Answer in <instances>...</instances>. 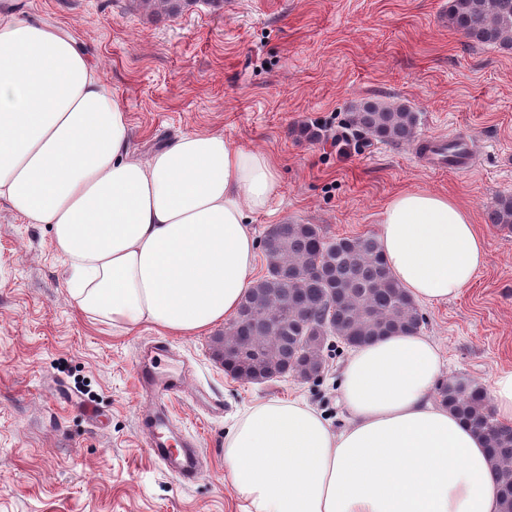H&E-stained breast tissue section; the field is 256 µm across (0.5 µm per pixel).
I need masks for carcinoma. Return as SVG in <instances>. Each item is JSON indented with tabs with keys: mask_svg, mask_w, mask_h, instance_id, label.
Returning <instances> with one entry per match:
<instances>
[{
	"mask_svg": "<svg viewBox=\"0 0 512 512\" xmlns=\"http://www.w3.org/2000/svg\"><path fill=\"white\" fill-rule=\"evenodd\" d=\"M193 2L139 0L169 16ZM448 21L477 44L512 47V0H448ZM351 125L382 141L410 140L417 116L404 107L367 103L352 113ZM488 221L512 224V197L498 199ZM262 252L266 273L214 340L216 359L234 379L306 381L323 371L332 337L355 347L420 329V310L394 281L372 235L327 240L314 224L287 221L267 231ZM438 398L485 439L501 512H512V428L497 422L479 385L451 378L440 384Z\"/></svg>",
	"mask_w": 512,
	"mask_h": 512,
	"instance_id": "obj_1",
	"label": "carcinoma"
}]
</instances>
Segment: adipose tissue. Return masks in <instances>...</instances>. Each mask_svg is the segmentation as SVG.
Here are the masks:
<instances>
[{
    "instance_id": "adipose-tissue-1",
    "label": "adipose tissue",
    "mask_w": 512,
    "mask_h": 512,
    "mask_svg": "<svg viewBox=\"0 0 512 512\" xmlns=\"http://www.w3.org/2000/svg\"><path fill=\"white\" fill-rule=\"evenodd\" d=\"M128 114L62 30L0 16V203L49 225L79 309L113 328L193 336L231 320L258 243L250 214L279 187L271 157L195 131L130 152ZM414 299L456 298L487 260L455 199L405 191L378 233ZM445 366L422 334L356 348L340 370L348 419L301 400L255 403L224 441L244 512H499L484 439L434 399Z\"/></svg>"
}]
</instances>
